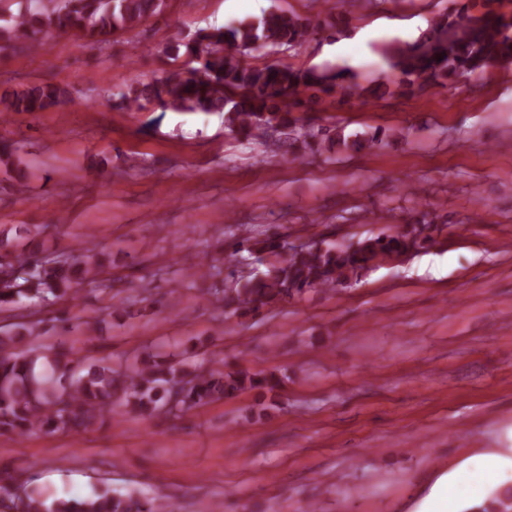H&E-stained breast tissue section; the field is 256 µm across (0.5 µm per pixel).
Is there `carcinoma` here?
Instances as JSON below:
<instances>
[{"label":"carcinoma","mask_w":512,"mask_h":512,"mask_svg":"<svg viewBox=\"0 0 512 512\" xmlns=\"http://www.w3.org/2000/svg\"><path fill=\"white\" fill-rule=\"evenodd\" d=\"M34 11L10 17L0 26V40L26 42L42 30L73 33L97 44L114 33L138 25L162 12L165 0H31ZM485 0L478 17L448 16L419 42L390 62L398 72L399 94H411L417 81L445 84L448 80L479 76L491 66L512 63V16L499 14ZM311 22L282 11H270L236 25L203 31L193 42L174 41L166 50L172 60L188 56L187 67L169 72L152 83L129 88L120 99L137 112L156 103L178 112H222L234 135L251 138L269 128L299 140L292 110L309 89L341 97L376 95L346 68L321 72L280 64L250 67L240 64L233 51L291 48L308 33ZM443 60H438V57ZM66 91L49 83L26 85L0 93V113L34 114L60 105ZM339 148L359 151L360 140L341 133L317 135ZM441 232L436 224H407L394 235H374L356 244L309 242L292 249L275 239L258 251L271 260L235 287L214 292L215 300L234 314L258 311L313 289L334 290L382 262L415 253ZM288 258L280 259L283 251ZM106 273V266L90 246L60 256L28 254L0 245V307L12 308L25 299L55 302L78 299L83 287ZM56 339L39 347H22L26 340L45 334L41 322H20L0 329V434L22 436L31 431L81 433L93 428L107 411L137 412L143 417L181 416L212 401L234 398L252 390L276 394L279 381L262 372L226 373L217 367L187 372L152 358L99 365L79 355L65 334L79 329L90 335L100 317L62 318ZM0 508L5 512H172L161 495L152 498L134 492L104 489L83 499L48 501L31 491L15 492L8 469L0 467ZM477 512H512V488L494 493Z\"/></svg>","instance_id":"obj_1"}]
</instances>
